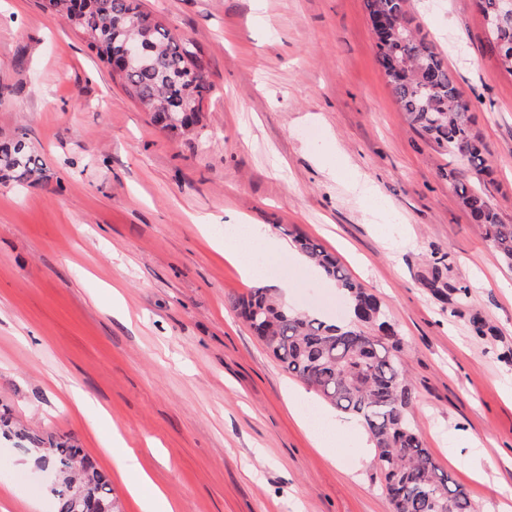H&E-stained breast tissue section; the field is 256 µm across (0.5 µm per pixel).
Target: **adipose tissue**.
Here are the masks:
<instances>
[{
  "label": "adipose tissue",
  "instance_id": "1",
  "mask_svg": "<svg viewBox=\"0 0 512 512\" xmlns=\"http://www.w3.org/2000/svg\"><path fill=\"white\" fill-rule=\"evenodd\" d=\"M288 250L285 241L276 238L268 230L251 224H228L224 227V251L234 257L240 264L244 274L257 279L262 270L257 262L258 257L275 255ZM289 409L297 416L299 422L313 436L318 447H332L335 439L334 432L354 433L363 435L361 425L319 416L308 418L304 415L302 405L296 399H289Z\"/></svg>",
  "mask_w": 512,
  "mask_h": 512
}]
</instances>
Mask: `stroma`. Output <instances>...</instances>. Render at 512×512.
<instances>
[{
    "label": "stroma",
    "instance_id": "35a3bbf8",
    "mask_svg": "<svg viewBox=\"0 0 512 512\" xmlns=\"http://www.w3.org/2000/svg\"><path fill=\"white\" fill-rule=\"evenodd\" d=\"M140 4L205 54L215 89L194 136L153 125L41 0H0V143L24 138L42 162L25 183L0 181V409L83 448L122 512H139L129 487L143 474L176 512H391L371 470L335 464L359 455L355 439L328 451L299 427L289 396L311 414L324 403L230 305L284 282L291 308L342 312L333 283L288 253L263 260L259 281L225 255L226 221L279 226L317 240L380 301L436 463L479 512L512 506V268L450 186L466 157L426 141L395 103L363 0ZM412 8L489 146L492 178L476 186L512 224V75L486 53L473 0ZM346 167L396 223H372ZM117 433L137 456L122 473L107 455ZM452 434L483 480L455 462ZM28 446L0 436V504L55 512Z\"/></svg>",
    "mask_w": 512,
    "mask_h": 512
}]
</instances>
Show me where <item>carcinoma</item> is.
<instances>
[{
  "label": "carcinoma",
  "mask_w": 512,
  "mask_h": 512,
  "mask_svg": "<svg viewBox=\"0 0 512 512\" xmlns=\"http://www.w3.org/2000/svg\"><path fill=\"white\" fill-rule=\"evenodd\" d=\"M364 7L373 19L378 63L411 125L437 147L466 156L475 175L486 174L489 147L473 129L470 105L453 72L414 25L409 0H364ZM44 8L64 19L109 66L126 38H136L144 48L143 57L123 71L111 70L112 79L160 130L184 135L199 125L203 102L213 91L203 53L144 12L139 0H45ZM504 40L512 43V18L498 33L489 34L486 52L501 59ZM38 171L23 140L0 145L1 180L26 181ZM452 188L482 238L512 267V224L501 221L468 178L452 176ZM294 243L334 282L353 309L354 321L337 325L299 313L265 287L233 299L232 307L288 374L362 422L375 448L376 477L392 512H476L467 491L436 464L408 418L416 394L405 377V344L384 320L376 297L317 241L296 236ZM368 327L377 328L378 335L369 334ZM29 440L36 452L35 465L48 460L59 472L52 490L57 512H76L80 496L99 497L105 501V512H118L109 477L83 449L66 442L46 448L35 434Z\"/></svg>",
  "instance_id": "obj_1"
}]
</instances>
